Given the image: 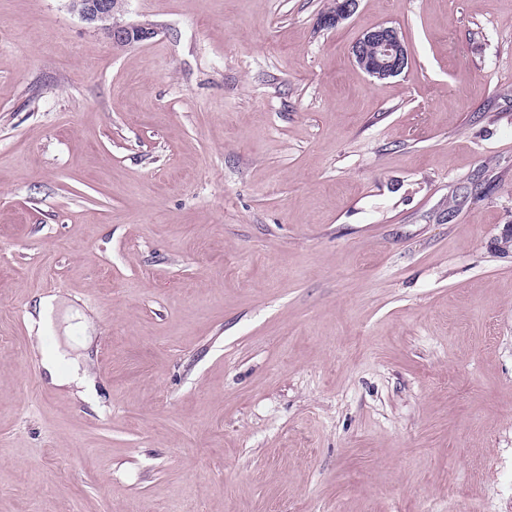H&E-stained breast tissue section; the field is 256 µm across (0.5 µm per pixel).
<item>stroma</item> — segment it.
I'll return each mask as SVG.
<instances>
[{"instance_id": "obj_1", "label": "stroma", "mask_w": 512, "mask_h": 512, "mask_svg": "<svg viewBox=\"0 0 512 512\" xmlns=\"http://www.w3.org/2000/svg\"><path fill=\"white\" fill-rule=\"evenodd\" d=\"M331 3L0 0V512H512V0ZM72 12L84 21L104 29L115 47H124L149 39L155 34L151 28L125 24L120 21L126 0H69ZM330 9L321 16L324 27H337L349 19L357 10L358 0H336ZM351 53L356 65L378 80L396 77L409 65L408 49L402 35L396 27L386 24L363 30ZM41 366L46 372L51 385L60 388H70L87 400L94 393V381L83 369L66 359V355L56 345L52 351L43 353Z\"/></svg>"}]
</instances>
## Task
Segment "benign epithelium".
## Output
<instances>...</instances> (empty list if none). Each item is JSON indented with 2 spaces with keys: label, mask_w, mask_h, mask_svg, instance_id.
Wrapping results in <instances>:
<instances>
[{
  "label": "benign epithelium",
  "mask_w": 512,
  "mask_h": 512,
  "mask_svg": "<svg viewBox=\"0 0 512 512\" xmlns=\"http://www.w3.org/2000/svg\"><path fill=\"white\" fill-rule=\"evenodd\" d=\"M125 4L126 0H69L71 11L104 29L115 47L138 43L155 34L150 28L123 23ZM357 7L358 0H334L321 16V23L325 27H336L349 19ZM351 53L356 65L378 80L396 77L409 65L408 49L402 35L396 27L386 24L363 30Z\"/></svg>",
  "instance_id": "1"
}]
</instances>
